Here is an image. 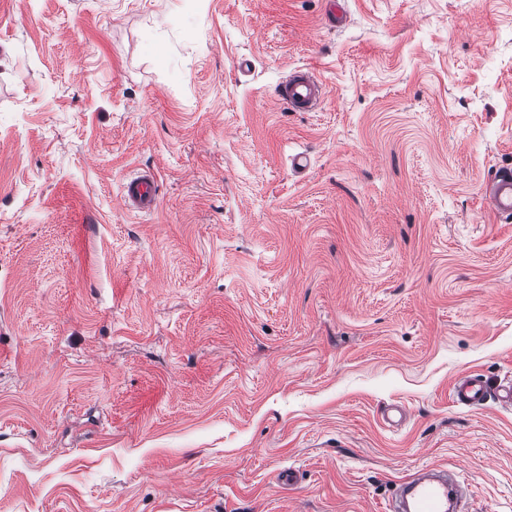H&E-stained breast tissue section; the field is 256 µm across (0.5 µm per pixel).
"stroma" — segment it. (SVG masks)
Segmentation results:
<instances>
[{
  "label": "stroma",
  "mask_w": 512,
  "mask_h": 512,
  "mask_svg": "<svg viewBox=\"0 0 512 512\" xmlns=\"http://www.w3.org/2000/svg\"><path fill=\"white\" fill-rule=\"evenodd\" d=\"M343 4L0 0V512H512V0ZM280 101L294 112H314L324 102L326 86L309 69H295L277 87ZM487 197L495 216L512 217V172H498L491 181ZM121 199L131 212H153L158 206L156 177L148 172H139L126 178L121 185ZM490 396L489 388L477 374L461 375L455 379L451 387L453 402L468 408L483 406ZM462 487L442 469L406 475L394 483L389 512H462Z\"/></svg>",
  "instance_id": "stroma-1"
}]
</instances>
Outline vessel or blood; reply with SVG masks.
I'll return each mask as SVG.
<instances>
[{"label":"vessel or blood","mask_w":512,"mask_h":512,"mask_svg":"<svg viewBox=\"0 0 512 512\" xmlns=\"http://www.w3.org/2000/svg\"><path fill=\"white\" fill-rule=\"evenodd\" d=\"M280 101L295 112L316 111L326 97V86L308 69L292 71L277 88ZM487 197L495 216L512 217V172H498L491 181ZM121 199L129 211L148 214L158 206L157 180L148 172L128 177L121 185ZM512 406V384L491 394L476 374H465L455 379L451 397L455 404L477 408L490 397ZM463 498L462 487L442 469H429L404 476L394 484L387 503L388 512H459Z\"/></svg>","instance_id":"1"}]
</instances>
